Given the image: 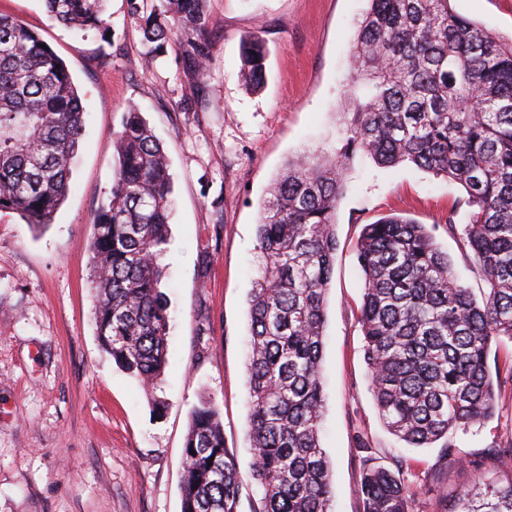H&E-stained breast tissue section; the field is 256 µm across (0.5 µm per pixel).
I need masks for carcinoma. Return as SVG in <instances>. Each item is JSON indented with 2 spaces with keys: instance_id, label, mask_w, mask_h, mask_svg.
Returning <instances> with one entry per match:
<instances>
[{
  "instance_id": "carcinoma-1",
  "label": "carcinoma",
  "mask_w": 512,
  "mask_h": 512,
  "mask_svg": "<svg viewBox=\"0 0 512 512\" xmlns=\"http://www.w3.org/2000/svg\"><path fill=\"white\" fill-rule=\"evenodd\" d=\"M59 24L104 28L107 0H43ZM450 0H369L353 40L339 112V151L288 161L257 224L262 261L249 294L247 435L250 477L261 512H331L330 462L321 446L326 296L336 253V209L354 158L381 167L410 163L462 187L448 209L487 284L482 300L455 275L433 228L402 216L362 227L357 260L363 357L385 428L411 448L458 461L448 434L493 416L502 381L489 368L492 343L512 340V40L454 12ZM207 0H128L150 59L174 37L182 68L200 81L210 60ZM15 18L0 13V212L49 224L71 187L85 110L65 63ZM241 76L265 78V43L242 41ZM364 93H357V89ZM109 202L97 213L88 250L102 349L140 382L167 365V303L158 257L174 199L168 157L130 109L113 134ZM180 479L181 512H238L242 475L209 401L189 420ZM395 468L366 459L363 512H411L414 490ZM456 512H512V482H481Z\"/></svg>"
}]
</instances>
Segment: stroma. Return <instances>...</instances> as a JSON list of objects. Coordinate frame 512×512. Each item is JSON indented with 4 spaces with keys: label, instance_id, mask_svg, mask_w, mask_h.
Masks as SVG:
<instances>
[{
    "label": "stroma",
    "instance_id": "1",
    "mask_svg": "<svg viewBox=\"0 0 512 512\" xmlns=\"http://www.w3.org/2000/svg\"><path fill=\"white\" fill-rule=\"evenodd\" d=\"M452 8L498 36H512V0H452ZM367 0H208L210 106L194 111L169 42L152 68L127 0H108V36L67 29L43 0H0V13L39 34L70 70L86 110L71 190L52 223L0 213V512H181L180 475L191 410L211 398L224 442L248 473L245 360L248 295L259 261V205L289 159L341 146L337 111L349 50ZM260 31L268 48L258 89L241 78L240 41ZM140 110L170 161L176 208L160 263L167 300L168 364L144 389L96 338L87 243L114 176L113 134ZM464 195L408 164L381 167L357 156L336 215L327 297L321 444L332 466L333 512H363V457L407 459L418 477L413 512H455L456 496L480 478L512 482V392L495 416L450 434L439 448H410L384 427L370 391L358 322L364 281L356 242L363 225L401 215L436 226L459 278L486 285L444 224ZM369 443L358 448L357 437Z\"/></svg>",
    "mask_w": 512,
    "mask_h": 512
}]
</instances>
